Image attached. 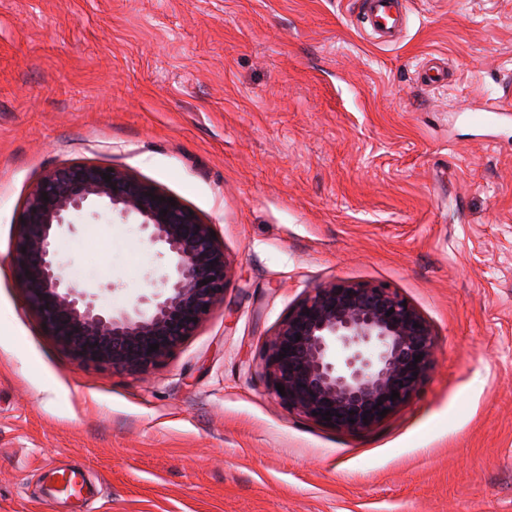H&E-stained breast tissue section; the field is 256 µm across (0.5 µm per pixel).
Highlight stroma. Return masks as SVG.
<instances>
[{
  "mask_svg": "<svg viewBox=\"0 0 512 512\" xmlns=\"http://www.w3.org/2000/svg\"><path fill=\"white\" fill-rule=\"evenodd\" d=\"M0 0V512H512V0ZM447 85L417 80L429 58ZM115 168L213 227L224 296L147 375L63 349L12 263L31 187ZM69 277L119 309L172 261L85 208ZM384 284L437 340L349 432L277 401L256 347L313 289ZM402 0H361V19L380 43L395 41L402 21ZM49 472L56 481H60L68 488L72 489V493L69 495V497L72 498V510L74 512H81L87 500V496L84 491V484L79 481L77 474L75 472L60 473L56 469H51Z\"/></svg>",
  "mask_w": 512,
  "mask_h": 512,
  "instance_id": "1",
  "label": "stroma"
}]
</instances>
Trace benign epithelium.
I'll return each mask as SVG.
<instances>
[{
  "label": "benign epithelium",
  "mask_w": 512,
  "mask_h": 512,
  "mask_svg": "<svg viewBox=\"0 0 512 512\" xmlns=\"http://www.w3.org/2000/svg\"><path fill=\"white\" fill-rule=\"evenodd\" d=\"M159 197L158 190L121 171L96 166L56 168L30 190L13 263L29 303L74 356L144 372L223 298L230 263L211 237V225ZM94 203L139 219L148 240L172 258V274L130 310H107L95 295L70 284L53 248L57 234L73 226L70 217ZM151 344L159 348L151 352ZM435 351L430 326L395 290L334 283L302 299L261 341L258 359L272 394L288 408L317 420L328 412L334 426L360 431L418 391ZM394 390L399 397L393 400Z\"/></svg>",
  "instance_id": "7a95c632"
}]
</instances>
